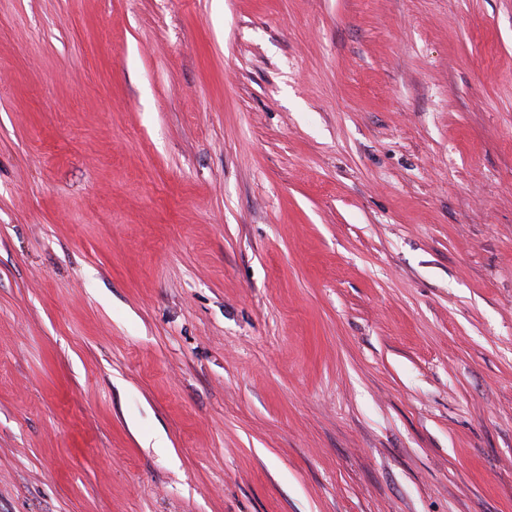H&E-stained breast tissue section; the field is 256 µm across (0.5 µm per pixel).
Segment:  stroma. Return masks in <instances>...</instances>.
<instances>
[{
  "label": "stroma",
  "instance_id": "1",
  "mask_svg": "<svg viewBox=\"0 0 512 512\" xmlns=\"http://www.w3.org/2000/svg\"><path fill=\"white\" fill-rule=\"evenodd\" d=\"M0 512H512V0H0Z\"/></svg>",
  "mask_w": 512,
  "mask_h": 512
}]
</instances>
